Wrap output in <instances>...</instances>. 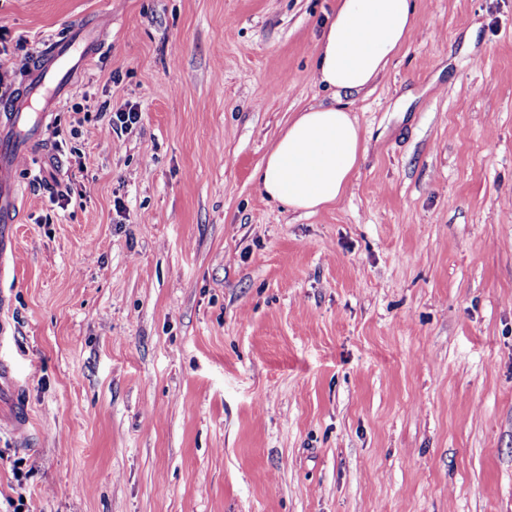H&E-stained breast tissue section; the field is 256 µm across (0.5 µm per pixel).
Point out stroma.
<instances>
[{
    "label": "stroma",
    "instance_id": "obj_1",
    "mask_svg": "<svg viewBox=\"0 0 512 512\" xmlns=\"http://www.w3.org/2000/svg\"><path fill=\"white\" fill-rule=\"evenodd\" d=\"M411 2L307 215L254 172L336 0H0V100L104 38L13 172L0 512H512V0ZM0 402L6 406L9 415L4 420L12 428L13 432L25 438L30 427L29 413L20 398V389L14 377L12 368L0 363Z\"/></svg>",
    "mask_w": 512,
    "mask_h": 512
}]
</instances>
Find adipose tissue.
Returning <instances> with one entry per match:
<instances>
[{"label":"adipose tissue","mask_w":512,"mask_h":512,"mask_svg":"<svg viewBox=\"0 0 512 512\" xmlns=\"http://www.w3.org/2000/svg\"><path fill=\"white\" fill-rule=\"evenodd\" d=\"M410 0H337L317 44L314 77L334 95L364 92L411 38ZM360 129L344 105L312 106L289 120L256 172L262 195L317 212L339 202L357 170Z\"/></svg>","instance_id":"ef3b65f1"}]
</instances>
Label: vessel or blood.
I'll list each match as a JSON object with an SVG mask.
<instances>
[{"mask_svg": "<svg viewBox=\"0 0 512 512\" xmlns=\"http://www.w3.org/2000/svg\"><path fill=\"white\" fill-rule=\"evenodd\" d=\"M79 36L63 34L45 42L27 67V90L0 104V224H13L19 212V196L12 172L26 143L39 137L60 97L87 61L98 54L100 41L92 26L79 28ZM40 112H33V103ZM0 405L9 410L7 422L13 432L27 437L29 413L9 365L0 363Z\"/></svg>", "mask_w": 512, "mask_h": 512, "instance_id": "1", "label": "vessel or blood"}]
</instances>
